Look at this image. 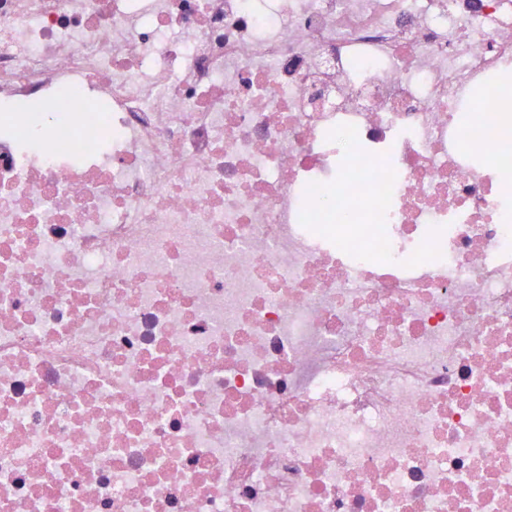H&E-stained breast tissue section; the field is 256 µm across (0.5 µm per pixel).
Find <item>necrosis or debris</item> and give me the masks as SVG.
Listing matches in <instances>:
<instances>
[{"label": "necrosis or debris", "instance_id": "1", "mask_svg": "<svg viewBox=\"0 0 512 512\" xmlns=\"http://www.w3.org/2000/svg\"><path fill=\"white\" fill-rule=\"evenodd\" d=\"M512 0H0V512H512Z\"/></svg>", "mask_w": 512, "mask_h": 512}]
</instances>
